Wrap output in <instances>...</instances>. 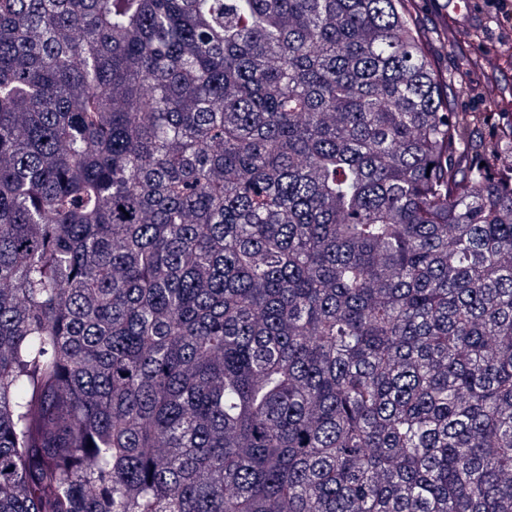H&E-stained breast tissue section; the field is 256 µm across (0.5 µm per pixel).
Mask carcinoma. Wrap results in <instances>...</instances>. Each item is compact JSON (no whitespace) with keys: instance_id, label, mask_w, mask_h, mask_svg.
Returning <instances> with one entry per match:
<instances>
[{"instance_id":"obj_1","label":"carcinoma","mask_w":512,"mask_h":512,"mask_svg":"<svg viewBox=\"0 0 512 512\" xmlns=\"http://www.w3.org/2000/svg\"><path fill=\"white\" fill-rule=\"evenodd\" d=\"M481 104L408 0H0V512H512Z\"/></svg>"}]
</instances>
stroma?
<instances>
[{"label": "stroma", "mask_w": 512, "mask_h": 512, "mask_svg": "<svg viewBox=\"0 0 512 512\" xmlns=\"http://www.w3.org/2000/svg\"><path fill=\"white\" fill-rule=\"evenodd\" d=\"M410 11L430 57L448 84V102L458 112L477 110L485 71L475 56L490 58L504 97L512 100V41L495 35V11L486 0H412Z\"/></svg>", "instance_id": "35a3bbf8"}]
</instances>
